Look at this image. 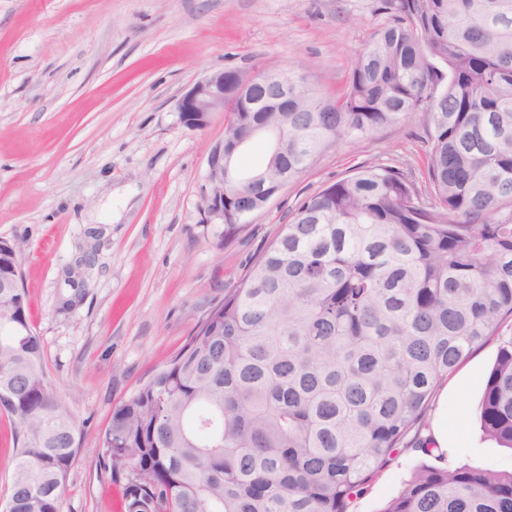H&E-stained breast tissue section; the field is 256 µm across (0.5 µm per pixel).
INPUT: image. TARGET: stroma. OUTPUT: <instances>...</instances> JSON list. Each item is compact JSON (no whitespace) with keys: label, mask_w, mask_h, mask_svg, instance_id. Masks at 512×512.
<instances>
[{"label":"stroma","mask_w":512,"mask_h":512,"mask_svg":"<svg viewBox=\"0 0 512 512\" xmlns=\"http://www.w3.org/2000/svg\"><path fill=\"white\" fill-rule=\"evenodd\" d=\"M377 0H0V240L20 243L21 283L42 366L81 436L63 512H125L100 466L113 408L162 369L295 210L364 165L427 191L417 121L323 150L247 227L204 221L206 159L224 115L190 129L179 96L204 76L268 63L343 91L356 52L386 18ZM78 272L82 287L67 283ZM497 341L452 373L448 419L467 439L442 463L512 471V450L477 417ZM393 454L351 512H381L422 462Z\"/></svg>","instance_id":"stroma-1"}]
</instances>
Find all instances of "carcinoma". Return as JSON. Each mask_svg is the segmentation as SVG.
Wrapping results in <instances>:
<instances>
[{"label":"carcinoma","mask_w":512,"mask_h":512,"mask_svg":"<svg viewBox=\"0 0 512 512\" xmlns=\"http://www.w3.org/2000/svg\"><path fill=\"white\" fill-rule=\"evenodd\" d=\"M390 21L334 98L288 73L263 112L224 73V233L322 150L412 118L422 195L367 166L306 197L181 351L112 411L100 465L126 512H349L431 394L499 340L481 427L512 450V0H381ZM268 140L265 164L237 157ZM0 414L19 429L6 512H63L77 425L42 366L20 249L0 240ZM381 512H512V472L415 467Z\"/></svg>","instance_id":"carcinoma-1"}]
</instances>
